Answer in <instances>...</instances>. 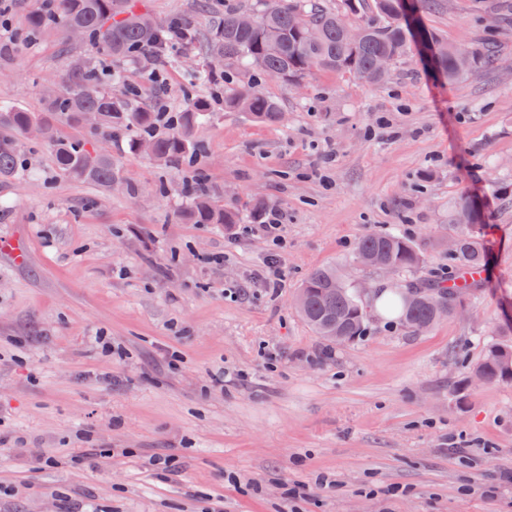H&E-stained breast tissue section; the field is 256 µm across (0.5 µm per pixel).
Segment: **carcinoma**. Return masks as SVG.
<instances>
[{
  "label": "carcinoma",
  "mask_w": 512,
  "mask_h": 512,
  "mask_svg": "<svg viewBox=\"0 0 512 512\" xmlns=\"http://www.w3.org/2000/svg\"><path fill=\"white\" fill-rule=\"evenodd\" d=\"M260 8L224 5V17L206 39L180 16L160 21L147 13H136L130 0H40L23 19L19 36H10L30 48L54 28L65 33L71 27L84 31L83 44L107 56L113 66L97 67L90 58H76L60 89L45 94L43 110L31 112L22 105L0 107V182L10 181L22 170L20 138L32 125L43 127L39 141L52 153L59 171L76 181L117 187L132 194L138 188L128 182L120 165L104 144L127 139L132 152L144 155L165 168L195 170L181 192L188 204L181 219L187 224H221L230 231L242 223L240 210L221 200L223 194L197 170L205 152L194 131L212 112V94L223 92L224 71L217 67L193 74L189 81L206 87L204 95H193L182 112L168 122L148 104L135 103L133 85L127 83L125 67L154 66L163 62L167 43L176 37L183 49L204 48L212 60L244 61L267 76L295 84L318 70L348 73L370 84L385 82L392 69L379 70L386 58L396 65L417 51L438 79L450 83L477 71L495 68L496 42L490 38L470 46L471 63L461 70L452 53L453 45L427 28L416 33V14L429 7H443V0H372L371 10L379 21L358 22L356 15L365 0H340L326 6L319 0H262ZM224 109L243 112L270 125L281 123V102L265 94L254 82L224 92ZM94 112L91 131L96 141L69 138L58 131L65 123L83 128V114ZM448 223L461 227L456 252L450 259L464 270L485 265V253L475 226L481 223L479 204L463 198L448 214ZM372 257L394 270L417 269L423 264L420 249L394 233H367L358 242L356 259ZM467 281L450 280L446 286L427 280L408 283L398 292L405 325L424 332L440 319L453 316L468 292ZM295 308L316 336L333 343H348L365 334L367 314L360 296L332 267L313 270L298 288ZM512 345L492 343L485 348L475 371L486 381H512Z\"/></svg>",
  "instance_id": "carcinoma-1"
}]
</instances>
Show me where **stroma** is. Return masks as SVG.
<instances>
[{
    "instance_id": "obj_1",
    "label": "stroma",
    "mask_w": 512,
    "mask_h": 512,
    "mask_svg": "<svg viewBox=\"0 0 512 512\" xmlns=\"http://www.w3.org/2000/svg\"><path fill=\"white\" fill-rule=\"evenodd\" d=\"M202 34L220 14L195 0H136ZM448 42L494 38L496 69L436 81L416 56L373 85L318 71L295 88L258 76L287 119L265 125L216 106L196 135L201 167L242 211L281 210L273 245L237 225L185 224V173L113 144L131 195L71 180L27 144L28 166L0 182V240L22 236L26 264L0 254V512H512V381L457 386L489 342L512 343V26L477 0L423 16ZM51 33L0 60V102L39 110L70 57ZM191 65L165 64V106L188 104ZM486 203V270L460 313L424 333L370 317L361 339L320 340L293 297L315 268L350 286H393L448 267V213ZM414 241L417 271L355 259L358 239ZM221 263H214V256ZM276 260L285 277L269 285ZM109 336L112 354L95 338ZM170 455L169 469L154 457ZM55 457V466L39 457Z\"/></svg>"
}]
</instances>
